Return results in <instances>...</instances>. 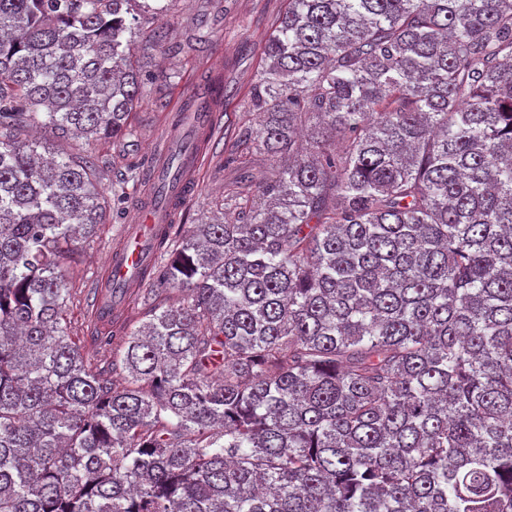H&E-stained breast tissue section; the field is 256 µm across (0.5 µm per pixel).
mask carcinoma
<instances>
[{
    "mask_svg": "<svg viewBox=\"0 0 512 512\" xmlns=\"http://www.w3.org/2000/svg\"><path fill=\"white\" fill-rule=\"evenodd\" d=\"M149 0H0V512H512V0H288L224 197L172 224L174 302L70 336ZM156 11H161L158 6Z\"/></svg>",
    "mask_w": 512,
    "mask_h": 512,
    "instance_id": "carcinoma-1",
    "label": "carcinoma"
}]
</instances>
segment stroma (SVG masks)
<instances>
[{
  "instance_id": "1",
  "label": "stroma",
  "mask_w": 512,
  "mask_h": 512,
  "mask_svg": "<svg viewBox=\"0 0 512 512\" xmlns=\"http://www.w3.org/2000/svg\"><path fill=\"white\" fill-rule=\"evenodd\" d=\"M164 5L162 14L139 16L130 47L131 59L146 83L145 93L128 117L135 131L133 146L68 137L56 139L55 144L74 154L110 159L100 184L106 195H113L128 167L152 172L156 163L152 148L165 137L184 98L206 72L223 69L229 92L215 129V146L204 157L198 188L180 218L181 223L194 224L201 217L221 215L224 193L233 187L235 175L226 160L235 151L239 128L257 121L251 106L253 88L264 63L265 41L287 0H164ZM159 32L164 35L160 41L155 38ZM143 192L140 186L130 189L121 208L66 263L73 288L70 334L79 341L86 359L111 374L117 384L124 374L113 370L112 350L121 340L116 337L110 346H100L87 312L92 287Z\"/></svg>"
}]
</instances>
